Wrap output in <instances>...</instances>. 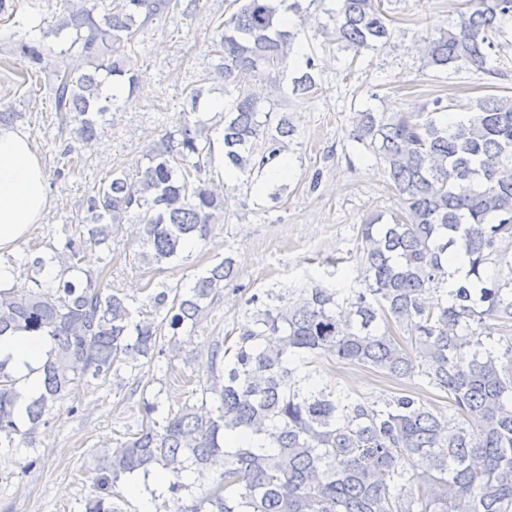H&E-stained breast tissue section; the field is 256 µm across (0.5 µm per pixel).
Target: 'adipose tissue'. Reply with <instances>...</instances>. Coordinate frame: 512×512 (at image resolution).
I'll return each mask as SVG.
<instances>
[{
	"instance_id": "adipose-tissue-1",
	"label": "adipose tissue",
	"mask_w": 512,
	"mask_h": 512,
	"mask_svg": "<svg viewBox=\"0 0 512 512\" xmlns=\"http://www.w3.org/2000/svg\"><path fill=\"white\" fill-rule=\"evenodd\" d=\"M49 204L46 172L28 134L0 127V253L12 251L41 223ZM47 349L44 336L0 337V360L18 378L23 398L41 391L39 369Z\"/></svg>"
}]
</instances>
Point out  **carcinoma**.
<instances>
[{"instance_id":"1","label":"carcinoma","mask_w":512,"mask_h":512,"mask_svg":"<svg viewBox=\"0 0 512 512\" xmlns=\"http://www.w3.org/2000/svg\"><path fill=\"white\" fill-rule=\"evenodd\" d=\"M54 34L64 35L65 64L52 72V111L71 139L87 148L117 107L113 87L127 95L140 73L132 62L139 31L198 0H67ZM453 28L430 36L422 68L486 70L512 22V0H466ZM392 0H233L236 10L213 31L214 78L231 97L207 120H181L147 146L137 180L113 172L84 197L86 232L67 233L52 257L63 267L41 279L46 254L27 250L26 286L0 289V336L25 332L49 339L41 367L42 392L17 410V378L0 361V449L15 435L34 440L46 416L80 384L106 382L123 368L138 370L202 319L237 273L227 256L197 276L185 293L150 289L149 307L132 308L112 287V241L124 224L139 226L137 265L175 259L189 240L206 242L230 212L224 186L203 177L211 133L223 131L224 164L250 176L263 172L289 147L296 125L274 110L288 94L304 102L318 89L311 55L292 76L283 63L308 28L324 42L358 54L389 44L396 31ZM299 24L285 27L284 14ZM37 66L41 41L17 44ZM270 77L258 90L253 82ZM455 109L441 97L416 112L355 115L353 140L383 165L401 200L376 214L358 233L360 287L340 299L314 287L291 305L257 310L234 340L210 353L199 403L174 410L157 392L142 401V423L102 458L98 492L84 512H123L118 482L165 472L176 495L191 470L210 468L215 484L182 512H512V345L497 355L473 325L512 321V268L484 276L512 241V95L488 96L450 123ZM104 254L96 271L81 266L87 248ZM467 260L464 281L427 300L448 282V254ZM70 277H65V274ZM405 327L409 337L394 334ZM331 351L350 363L445 393L456 419L448 422L411 391L383 403L351 399L298 376L291 357ZM259 437L256 448H224L225 433ZM412 465L408 470L406 465Z\"/></svg>"}]
</instances>
